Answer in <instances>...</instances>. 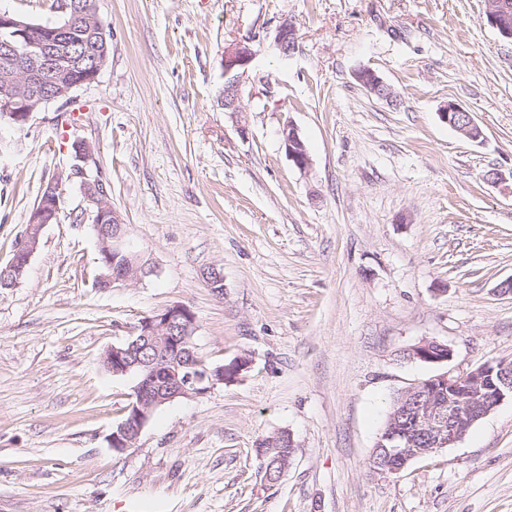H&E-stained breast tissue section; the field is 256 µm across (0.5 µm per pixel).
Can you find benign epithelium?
Instances as JSON below:
<instances>
[{"label":"benign epithelium","mask_w":512,"mask_h":512,"mask_svg":"<svg viewBox=\"0 0 512 512\" xmlns=\"http://www.w3.org/2000/svg\"><path fill=\"white\" fill-rule=\"evenodd\" d=\"M488 20L498 33L512 39V10L506 0H489ZM35 26L6 12H0V53L3 69L12 75L19 73L24 87L14 93L4 94L0 100V114L17 128H24L36 108L43 103L64 99L83 83L94 81L106 64L99 59L97 47H85L82 60L86 61L83 77L71 81L55 66V47L51 41L34 46L26 55L14 52L10 38H30ZM274 46L284 56L295 50V29L283 22L277 29ZM255 52L247 44H237L224 51V90L221 105L233 115L241 113L240 100L243 83L247 79L248 66ZM363 87L374 96L392 100L391 87L374 71L364 69L357 74ZM442 119L466 137L479 142L483 138L481 128L470 113L450 102L441 112ZM281 140L294 165L302 171L312 166L311 158L292 122L280 129ZM59 184H48L42 200L32 210V217L11 260L16 271L14 283H19L27 271L30 259L37 251L43 229L58 221L61 208L58 203ZM84 194L93 206V224H111L112 233L99 230L100 256L108 272L103 274L106 283L140 280L152 268L142 258L123 247V221L112 208L106 183L100 179L84 181ZM122 258L120 264L115 259ZM196 329V316L183 305H172L163 311L141 320L137 328L138 341L126 349L114 346L107 351L108 367L118 373L131 368L128 356L131 348L144 341L153 350L150 365L152 374L147 375L134 388L133 401L128 416L117 426L110 437L111 447L123 451L132 447L150 420L153 409L159 403L179 396L200 395L210 386L224 382L228 373L242 369V363L232 367L218 365L204 369L203 374L190 371L192 361L183 358L192 351L185 349L186 338ZM413 358L433 364L447 363L452 352L447 345L426 340L412 347ZM448 389V398L435 396L438 388ZM512 397V361L487 363L467 371L448 369L429 381H423L403 390L396 399V424L398 429L389 430L380 438L378 447L386 450L389 466L394 470L400 465L423 454L456 444L477 421L491 413L504 399Z\"/></svg>","instance_id":"obj_1"}]
</instances>
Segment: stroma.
Returning <instances> with one entry per match:
<instances>
[{
  "label": "stroma",
  "instance_id": "35a3bbf8",
  "mask_svg": "<svg viewBox=\"0 0 512 512\" xmlns=\"http://www.w3.org/2000/svg\"><path fill=\"white\" fill-rule=\"evenodd\" d=\"M97 6L111 34L97 79L24 128L0 123L1 266L46 185L63 189L24 278L0 288V512H512L511 399L401 472L369 465L393 398L438 372L405 350L446 344L458 371L512 361V41L488 0ZM239 42L255 56L235 116L220 99ZM367 68L396 102L359 83ZM450 102L482 141L441 119ZM78 164L110 183L149 276L100 286ZM175 304L208 362L246 364L115 451L137 378L103 356ZM282 431L295 456L271 484L254 448ZM280 136L290 160L300 170L308 171L312 161L295 125L290 122L284 124Z\"/></svg>",
  "mask_w": 512,
  "mask_h": 512
}]
</instances>
